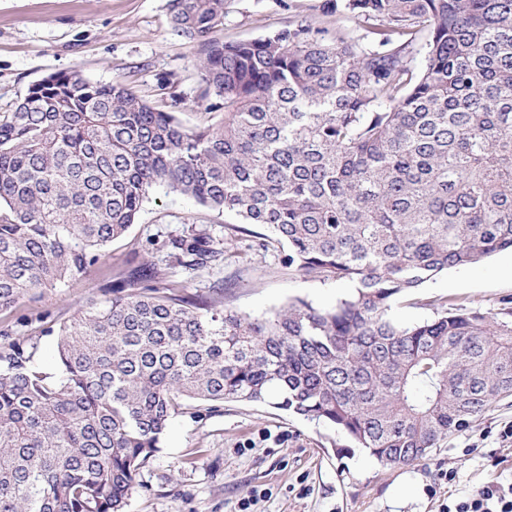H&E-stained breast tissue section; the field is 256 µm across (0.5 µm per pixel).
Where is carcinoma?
<instances>
[{
    "mask_svg": "<svg viewBox=\"0 0 512 512\" xmlns=\"http://www.w3.org/2000/svg\"><path fill=\"white\" fill-rule=\"evenodd\" d=\"M228 0H167L196 47L205 111L184 127L122 82L52 73L0 114V313L76 287L166 188L258 224L281 264L347 281L333 306L256 318L138 288L55 334L59 373L27 340L0 352V512H124L187 403H267L322 420L386 465H412L512 396V310L452 307L395 323L440 273L512 251V0H325L361 44L296 17L220 36ZM427 33L415 65V46ZM192 228L170 258L224 261Z\"/></svg>",
    "mask_w": 512,
    "mask_h": 512,
    "instance_id": "obj_1",
    "label": "carcinoma"
}]
</instances>
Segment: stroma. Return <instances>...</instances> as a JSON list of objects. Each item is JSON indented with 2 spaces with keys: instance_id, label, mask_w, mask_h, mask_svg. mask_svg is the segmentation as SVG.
Segmentation results:
<instances>
[{
  "instance_id": "obj_1",
  "label": "stroma",
  "mask_w": 512,
  "mask_h": 512,
  "mask_svg": "<svg viewBox=\"0 0 512 512\" xmlns=\"http://www.w3.org/2000/svg\"><path fill=\"white\" fill-rule=\"evenodd\" d=\"M322 0H231L222 37L252 39L283 28L298 13H318ZM80 71L97 83L121 81L152 106L169 92L182 98L183 126L219 123L222 112L198 104L196 51L170 26L166 0H0V113L14 109L32 84L51 73ZM168 77L172 91L159 87ZM238 218L163 188L150 192L128 232L105 251V266L76 288H44L0 314V348L24 337L46 372L57 370L58 327L109 295L116 274L148 262L160 283L199 302L223 297L225 308L267 316L295 298L331 306L348 282L302 276L279 262L282 247L263 226L236 232ZM228 238L222 263L198 270L170 262L173 239L190 226ZM484 312L512 307V252L469 268L451 269L420 289L415 302H395L399 324L433 318L443 305ZM512 397L495 402L469 429L442 438L410 466H387L324 422L289 415L264 403L224 402L174 418L161 450L136 478L126 512H235L252 490L264 497L254 512H440L491 483L512 482Z\"/></svg>"
}]
</instances>
